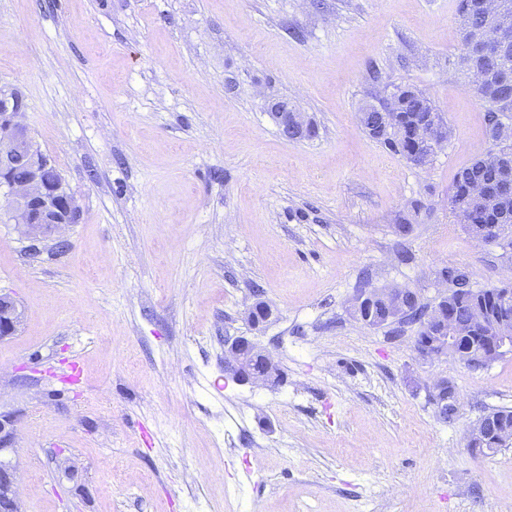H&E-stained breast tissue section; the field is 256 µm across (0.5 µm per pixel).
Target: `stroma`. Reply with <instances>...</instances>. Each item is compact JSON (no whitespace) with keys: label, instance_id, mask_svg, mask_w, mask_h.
Returning a JSON list of instances; mask_svg holds the SVG:
<instances>
[{"label":"stroma","instance_id":"35a3bbf8","mask_svg":"<svg viewBox=\"0 0 512 512\" xmlns=\"http://www.w3.org/2000/svg\"><path fill=\"white\" fill-rule=\"evenodd\" d=\"M458 0H0V87L81 217L65 253L0 223V289L25 311L0 341L23 512H503L512 447L469 448L512 409V355L484 369L419 359L415 326L368 329L363 288L437 291L505 277L449 206L486 147L457 65ZM421 90L451 135L409 163L356 116ZM288 99L318 134L282 139ZM413 229L395 231L410 201ZM262 286L255 296L254 286ZM267 321L247 319L256 299ZM282 372L242 384L224 339ZM79 362L83 374L66 373ZM458 393L442 420L435 380ZM72 474L61 476V464Z\"/></svg>","mask_w":512,"mask_h":512}]
</instances>
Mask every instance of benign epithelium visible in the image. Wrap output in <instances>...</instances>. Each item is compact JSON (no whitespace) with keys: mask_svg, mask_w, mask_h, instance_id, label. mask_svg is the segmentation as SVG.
Returning a JSON list of instances; mask_svg holds the SVG:
<instances>
[{"mask_svg":"<svg viewBox=\"0 0 512 512\" xmlns=\"http://www.w3.org/2000/svg\"><path fill=\"white\" fill-rule=\"evenodd\" d=\"M482 26H470L466 17L458 16L460 29L468 36L466 52H474L493 62L512 55V0H481L479 5ZM473 85L486 82L512 83V72L507 69L470 70ZM27 105L24 97L14 89L0 88V222L13 224L29 242L28 250L40 252V245L50 240L59 252L68 244L65 230L79 222L80 208L70 192L63 176L47 185L43 171L52 164L26 125L22 116ZM270 115L285 141L304 140L317 131L315 120L301 112L287 99L273 102ZM448 122L442 113L434 111L426 115L416 129V136L424 148L423 164H428L436 151L448 142ZM488 140L493 153L512 146V125L495 119L488 129ZM18 165L28 169L22 181H15L10 172ZM468 196L491 205L495 199L512 197V182L494 186L471 183ZM474 239L481 245H496L504 250L512 248L509 233L512 225L496 224L487 228L475 224ZM414 294L412 288L361 289L354 303L356 318L367 328L375 324L361 314V306L382 300L392 311L391 319H406L401 301L406 294ZM494 321L485 336H473L476 323L463 322L458 316L456 304L448 301V293L439 294L426 315V325L440 326L444 336L416 339L414 349L424 360L451 356L472 368H486L498 359L512 355V290L494 288L491 294ZM24 310L18 300L0 290V341L16 335L22 325ZM224 366L237 379L243 381L273 382L280 374L278 365L270 354L259 349L245 336L224 337ZM16 419L0 413V512H22L19 498V472L8 457L13 452L16 439ZM469 443L471 446L491 447L499 450L512 446V419L495 420L485 416L476 422Z\"/></svg>","mask_w":512,"mask_h":512,"instance_id":"obj_1","label":"benign epithelium"}]
</instances>
